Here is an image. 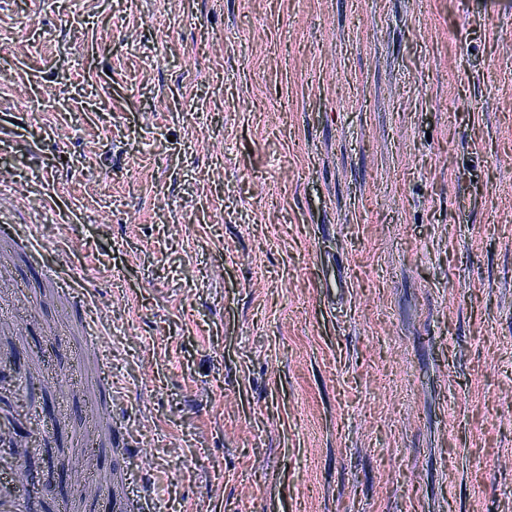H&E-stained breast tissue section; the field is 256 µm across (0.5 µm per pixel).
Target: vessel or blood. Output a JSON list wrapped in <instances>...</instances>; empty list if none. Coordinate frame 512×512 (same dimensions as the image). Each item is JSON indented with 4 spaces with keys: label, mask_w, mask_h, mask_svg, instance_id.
Returning a JSON list of instances; mask_svg holds the SVG:
<instances>
[{
    "label": "vessel or blood",
    "mask_w": 512,
    "mask_h": 512,
    "mask_svg": "<svg viewBox=\"0 0 512 512\" xmlns=\"http://www.w3.org/2000/svg\"><path fill=\"white\" fill-rule=\"evenodd\" d=\"M0 238L12 241L35 268L37 283L63 293L72 308V318L79 327L86 345L98 347L102 339L90 328L88 312L93 302V289L77 278L67 264L49 263L39 239L25 224H1ZM92 370L99 386L100 407L96 416L110 418L112 406V372L105 356L91 359ZM27 427L24 417L14 405L0 403V512H26L27 502L21 498L15 485L20 465L14 453L19 447V434ZM107 434L117 465L112 472V512H155L149 486L143 475L132 467V453L126 446L121 427L108 428Z\"/></svg>",
    "instance_id": "obj_1"
}]
</instances>
